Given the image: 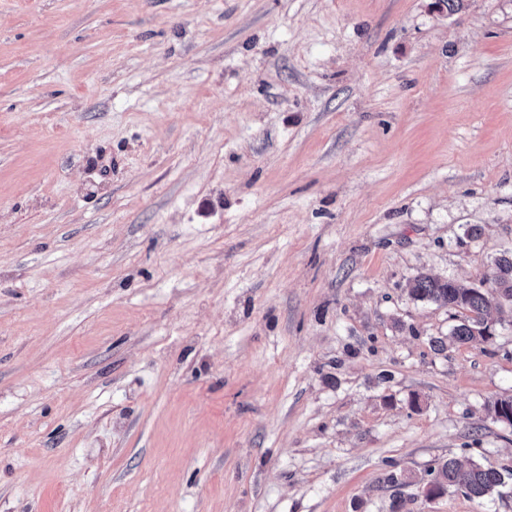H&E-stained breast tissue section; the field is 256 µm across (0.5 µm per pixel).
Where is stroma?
Instances as JSON below:
<instances>
[{
	"instance_id": "1",
	"label": "stroma",
	"mask_w": 512,
	"mask_h": 512,
	"mask_svg": "<svg viewBox=\"0 0 512 512\" xmlns=\"http://www.w3.org/2000/svg\"><path fill=\"white\" fill-rule=\"evenodd\" d=\"M505 254L512 0H0V512H512ZM491 291L463 288L452 279H439L419 275L409 281L408 295L414 300H426L448 309L463 310L465 318L453 327V342L466 344L472 341L488 342L493 338L492 325L486 315L501 300L512 302V256L496 260L491 275ZM431 479L426 485H432L436 494L442 495L449 489L463 491L476 499H483L512 483V469L498 468L493 465L471 463L468 466L456 459H448L431 470Z\"/></svg>"
}]
</instances>
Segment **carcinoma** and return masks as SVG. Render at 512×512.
Returning a JSON list of instances; mask_svg holds the SVG:
<instances>
[{"label":"carcinoma","mask_w":512,"mask_h":512,"mask_svg":"<svg viewBox=\"0 0 512 512\" xmlns=\"http://www.w3.org/2000/svg\"><path fill=\"white\" fill-rule=\"evenodd\" d=\"M494 288L484 290L463 288L452 279H439L419 275L409 281L408 295L414 300H426L453 310L465 311V318L453 327L450 339L466 344L486 342L493 336L492 325L486 315L500 301L512 302V257L496 260L491 275ZM512 483V469L471 463L467 466L451 458L431 470L427 484L442 495L450 489L483 499Z\"/></svg>","instance_id":"cac0c4a2"}]
</instances>
